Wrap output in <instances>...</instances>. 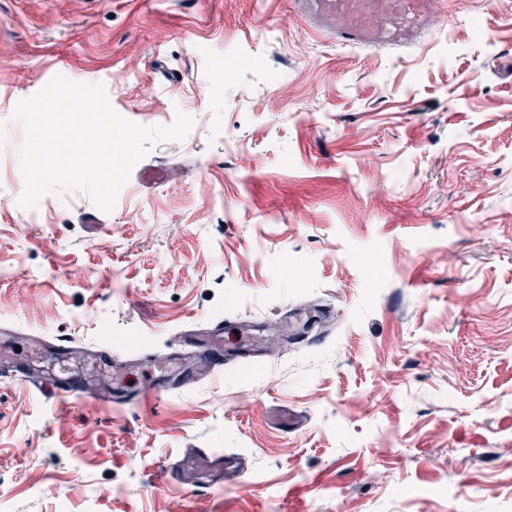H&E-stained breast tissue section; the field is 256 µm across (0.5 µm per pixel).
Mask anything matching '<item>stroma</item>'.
<instances>
[{
  "label": "stroma",
  "mask_w": 512,
  "mask_h": 512,
  "mask_svg": "<svg viewBox=\"0 0 512 512\" xmlns=\"http://www.w3.org/2000/svg\"><path fill=\"white\" fill-rule=\"evenodd\" d=\"M433 8L353 49L295 0H0V323L111 349L139 398L0 380V512H512V0ZM52 75L194 125L111 212L20 208ZM239 323L256 356L147 397L184 325ZM189 448L245 478L190 487ZM202 464L208 473H216L219 476H235L241 472V465L223 455L201 448L187 449L184 457L177 463V472L183 470L189 464Z\"/></svg>",
  "instance_id": "stroma-1"
}]
</instances>
